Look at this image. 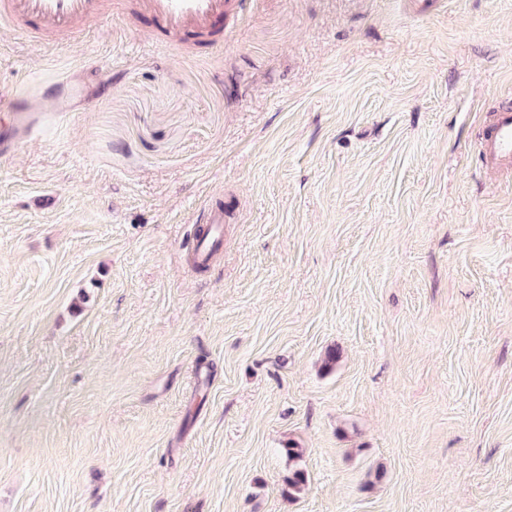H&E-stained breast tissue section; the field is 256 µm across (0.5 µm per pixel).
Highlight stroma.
I'll return each mask as SVG.
<instances>
[{
	"label": "stroma",
	"mask_w": 512,
	"mask_h": 512,
	"mask_svg": "<svg viewBox=\"0 0 512 512\" xmlns=\"http://www.w3.org/2000/svg\"><path fill=\"white\" fill-rule=\"evenodd\" d=\"M147 30L0 26V512H512V0ZM482 150L488 166H512V109L494 114L490 133L482 144ZM206 224L208 226L205 234L208 233V236L205 238L201 235L196 239L194 246L193 261L196 265L207 264L212 259L210 254L214 250L215 244H221L222 242L224 236V204L216 203Z\"/></svg>",
	"instance_id": "35a3bbf8"
}]
</instances>
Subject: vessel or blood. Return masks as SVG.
Returning <instances> with one entry per match:
<instances>
[{"instance_id":"b4317fda","label":"vessel or blood","mask_w":512,"mask_h":512,"mask_svg":"<svg viewBox=\"0 0 512 512\" xmlns=\"http://www.w3.org/2000/svg\"><path fill=\"white\" fill-rule=\"evenodd\" d=\"M134 4L150 20V37L158 41L194 39L212 45L236 16V0H0V24L47 35L76 38L82 25L104 19L107 3ZM488 166H512V109L496 112L482 144ZM206 236L197 238L193 261L204 265L224 236V207L215 205Z\"/></svg>"}]
</instances>
